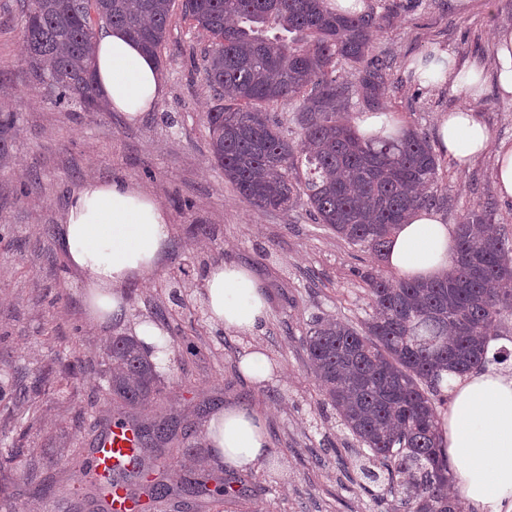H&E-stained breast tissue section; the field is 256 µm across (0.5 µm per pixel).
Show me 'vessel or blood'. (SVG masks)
<instances>
[{"label": "vessel or blood", "instance_id": "b4317fda", "mask_svg": "<svg viewBox=\"0 0 512 512\" xmlns=\"http://www.w3.org/2000/svg\"><path fill=\"white\" fill-rule=\"evenodd\" d=\"M140 453L137 432L132 424L126 422H114L98 440L89 469L107 491L108 512H140L139 502L125 487L112 481L113 472L132 466Z\"/></svg>", "mask_w": 512, "mask_h": 512}]
</instances>
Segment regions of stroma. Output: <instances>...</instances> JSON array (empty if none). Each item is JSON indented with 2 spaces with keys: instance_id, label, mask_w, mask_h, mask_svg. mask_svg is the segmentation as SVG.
Masks as SVG:
<instances>
[{
  "instance_id": "1",
  "label": "stroma",
  "mask_w": 512,
  "mask_h": 512,
  "mask_svg": "<svg viewBox=\"0 0 512 512\" xmlns=\"http://www.w3.org/2000/svg\"><path fill=\"white\" fill-rule=\"evenodd\" d=\"M382 15L375 42L391 69L385 110L407 128L436 136L439 113L465 106L450 86L418 84L411 59L440 45L483 68L493 60L492 28L512 22V0H368ZM211 39L182 9H174L162 50V98L137 124L122 113L86 112L54 103L26 64L20 0H0V107L14 112L12 161L0 169V385L47 378L31 405L0 400V448L22 455L0 470V512H102L98 489L78 483L72 459L87 460L120 413L103 391L104 352L117 334L150 322L168 344L165 389L153 409L126 410V419L166 422L183 444L154 473L178 494L149 512H407L386 486H370L359 470L360 445L334 411L320 405L301 337L312 317L360 322L371 311L361 279L375 270L372 254L317 224L305 209L257 212L237 194L213 160L205 117L217 100L202 59ZM495 140H512V100L487 81L475 103ZM450 224L487 200L494 222L512 234V200L501 199L493 155L461 168L443 162ZM127 180L153 195L172 224L159 268L127 290L123 321L96 329L83 309L80 276L57 248L72 191L86 178ZM236 262L258 278L269 304L263 330L239 336L214 326L203 305L204 273ZM188 277H177L178 265ZM263 347L278 367L261 386L238 370L245 348ZM244 405L265 416L270 455L278 467L245 473L224 468L204 445L210 415ZM208 475L221 497L180 488L185 476Z\"/></svg>"
}]
</instances>
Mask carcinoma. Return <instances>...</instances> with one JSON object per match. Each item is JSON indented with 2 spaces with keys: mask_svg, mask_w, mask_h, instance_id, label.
<instances>
[{
  "mask_svg": "<svg viewBox=\"0 0 512 512\" xmlns=\"http://www.w3.org/2000/svg\"><path fill=\"white\" fill-rule=\"evenodd\" d=\"M210 34L203 71L218 104L206 115L208 145L239 196L258 211L304 207L347 242L384 260L396 227L442 200L441 163L427 137L392 130L367 142L349 100L382 108L390 63L374 53L380 17L338 12L327 0H184ZM173 0H22L30 74L58 105L105 111L95 79L93 26L123 29L160 60ZM349 66L354 83L341 80ZM295 103L296 137L268 107ZM14 113L0 108V167L9 164ZM487 201L456 227L448 273L429 282L365 272L373 313L361 324L312 322L303 348L323 405L366 447L360 466L387 483L409 512H458L448 497L439 448L447 396L441 374L464 375L488 356L487 342L512 315V238L491 231ZM108 395L122 408L157 403L163 379L143 345L117 336L104 358Z\"/></svg>",
  "mask_w": 512,
  "mask_h": 512,
  "instance_id": "cac0c4a2",
  "label": "carcinoma"
}]
</instances>
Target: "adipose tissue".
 Segmentation results:
<instances>
[{"instance_id": "adipose-tissue-1", "label": "adipose tissue", "mask_w": 512, "mask_h": 512, "mask_svg": "<svg viewBox=\"0 0 512 512\" xmlns=\"http://www.w3.org/2000/svg\"><path fill=\"white\" fill-rule=\"evenodd\" d=\"M494 79L501 98L512 100V25L494 31ZM96 81L112 111L138 122L164 92L155 60L121 28L100 34L95 46ZM421 85L451 83L472 102L485 85L482 69L437 46L410 64ZM470 106L441 113L437 139L458 166L494 152V179L502 198L512 199V141H495ZM171 241L166 210L150 195L121 180L85 179L70 197L57 247L82 277L89 320L108 326L124 317L125 290L158 268ZM453 229L432 208L399 225L386 264L399 276L428 281L446 271ZM204 304L212 322L243 336L261 330L268 317L263 288L246 266L220 263L204 275ZM453 399L442 419L451 486L480 512H512V373L490 368L454 381ZM206 443L224 466L248 470L266 459L269 435L264 416L229 405L214 413Z\"/></svg>"}]
</instances>
